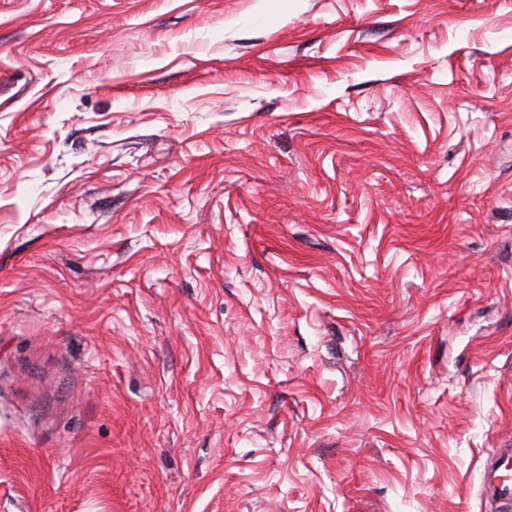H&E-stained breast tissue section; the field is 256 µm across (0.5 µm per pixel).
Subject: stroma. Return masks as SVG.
<instances>
[{
    "mask_svg": "<svg viewBox=\"0 0 512 512\" xmlns=\"http://www.w3.org/2000/svg\"><path fill=\"white\" fill-rule=\"evenodd\" d=\"M512 0H0V512H493Z\"/></svg>",
    "mask_w": 512,
    "mask_h": 512,
    "instance_id": "35a3bbf8",
    "label": "stroma"
}]
</instances>
